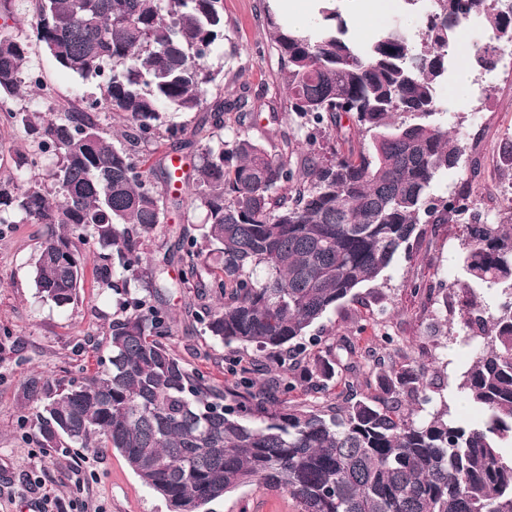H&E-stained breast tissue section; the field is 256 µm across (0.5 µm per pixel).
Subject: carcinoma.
Instances as JSON below:
<instances>
[{
	"label": "carcinoma",
	"instance_id": "cac0c4a2",
	"mask_svg": "<svg viewBox=\"0 0 512 512\" xmlns=\"http://www.w3.org/2000/svg\"><path fill=\"white\" fill-rule=\"evenodd\" d=\"M320 2L311 30L267 23L288 112L311 147L336 131L328 150L275 151L254 139L244 125L258 98L244 87L215 100L211 122L198 125L210 127L205 141L182 142L187 166L158 162L160 189L144 155L181 136L167 111L199 112L220 89L222 70L204 60L224 41V0H40L37 41L61 68L97 80L99 95L0 117L31 142L14 152L15 176L0 179V225L47 227L33 263L42 301H79L90 244L98 287L124 300L99 344L101 370L23 382L31 438L119 452L169 512H206L254 483L288 492L301 512H512V224H468L462 251L460 318L480 347L457 389L478 422L446 403L426 410L432 382L420 360L396 371L346 337L306 338L409 248L418 225L470 210L462 195L436 194L464 155L440 119L437 87L448 45L477 11L496 43L477 49L475 64L497 67L512 46V0H429L420 40L390 29L365 45L348 37L336 0ZM29 49L0 34V101L24 85L44 89L28 72ZM226 106L240 126L228 139L217 137ZM103 110L125 120L116 145ZM46 159L48 177L33 175ZM170 208L197 213L201 233L183 225L153 263L148 247ZM503 284L495 307L469 298L476 285ZM172 288L209 300L196 317L227 347L283 353L308 340V361L276 387L325 393L336 376L344 402L278 406L247 376L231 388L190 368L170 349L171 316L159 306ZM366 371L379 393L358 392Z\"/></svg>",
	"mask_w": 512,
	"mask_h": 512
}]
</instances>
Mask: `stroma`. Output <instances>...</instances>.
<instances>
[{
    "mask_svg": "<svg viewBox=\"0 0 512 512\" xmlns=\"http://www.w3.org/2000/svg\"><path fill=\"white\" fill-rule=\"evenodd\" d=\"M276 0H224L226 39L208 59L222 68L223 99L248 86L260 98V114L249 134L267 146L304 143L293 125L288 96L280 80L281 63L271 41L265 8ZM343 15L352 19L351 35L367 42L387 28L413 26L414 15L401 0H340ZM465 53L451 64L438 87V102L450 116V126L464 147L460 167L448 174L441 195L467 194L481 223L498 224L512 214L502 193L512 185V161L502 150L512 144V75L486 83V74ZM30 68L46 91L12 101L13 109L45 110L49 102L80 103L96 91V81L62 70L41 49H33ZM46 229L40 224H15L0 229V512H40L43 495L70 504L73 512H168L165 502L144 486L117 452L103 448H41L26 422L33 409L20 393L22 381L34 374L65 378L77 371L100 368L101 330L117 308L118 296H101L93 271L94 248L85 251L87 275L81 299L66 312L43 303L36 295L31 257ZM465 227L424 224L409 253L399 255L377 282L360 288L358 301L346 303L311 328L321 339L346 337L363 349L391 355L395 366L409 358L429 355V377L437 384L435 400L463 410L455 388L443 372L445 362L463 363L470 354L458 325L462 297L454 284L463 279L459 264ZM161 304L173 318L168 341L172 351L219 385L240 379L249 367L258 384L280 378L272 357L237 352L205 334L193 316L198 300L173 290ZM84 459L81 476L73 465ZM82 487H75L76 479ZM211 512H301L286 491L260 484L239 489L211 504Z\"/></svg>",
    "mask_w": 512,
    "mask_h": 512,
    "instance_id": "stroma-1",
    "label": "stroma"
}]
</instances>
